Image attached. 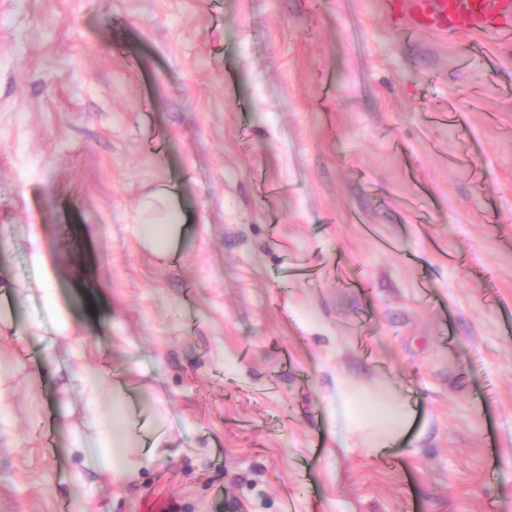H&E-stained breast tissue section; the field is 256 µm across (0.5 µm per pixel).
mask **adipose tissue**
<instances>
[{"instance_id": "adipose-tissue-1", "label": "adipose tissue", "mask_w": 512, "mask_h": 512, "mask_svg": "<svg viewBox=\"0 0 512 512\" xmlns=\"http://www.w3.org/2000/svg\"><path fill=\"white\" fill-rule=\"evenodd\" d=\"M174 189L162 187L149 194L142 205L146 215L140 226L139 240L151 250L164 252L170 249L181 237L189 222L188 216L173 207ZM85 402V424L92 431L90 446L93 450L92 462L98 469L111 473L116 481L129 479L135 468L129 459L132 450H139L141 456L149 458L158 448L164 447L168 438L164 431H156L149 444H141L127 430L118 427L115 413L125 409L126 401L122 392H115L111 410H104L96 398L103 379L97 374H86L83 379ZM340 408L343 412V431L372 429L385 438L400 434L407 426L410 415L397 401L395 391L375 397L368 394H353L347 382H340L337 388Z\"/></svg>"}]
</instances>
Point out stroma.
<instances>
[{
	"mask_svg": "<svg viewBox=\"0 0 512 512\" xmlns=\"http://www.w3.org/2000/svg\"><path fill=\"white\" fill-rule=\"evenodd\" d=\"M3 285L0 512H512V41L376 0H0ZM91 370L171 436L125 482L75 451ZM340 378L395 387L399 443L340 437ZM175 194L174 189L161 187L149 194L143 202V212L151 216L139 225V240L152 251L164 252L170 249L189 222V217L184 212L172 207ZM159 211L160 214L154 216Z\"/></svg>",
	"mask_w": 512,
	"mask_h": 512,
	"instance_id": "35a3bbf8",
	"label": "stroma"
}]
</instances>
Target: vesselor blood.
Returning a JSON list of instances; mask_svg holds the SVG:
<instances>
[{
	"mask_svg": "<svg viewBox=\"0 0 512 512\" xmlns=\"http://www.w3.org/2000/svg\"><path fill=\"white\" fill-rule=\"evenodd\" d=\"M380 11L396 31L512 37V0H379Z\"/></svg>",
	"mask_w": 512,
	"mask_h": 512,
	"instance_id": "b4317fda",
	"label": "vessel or blood"
}]
</instances>
